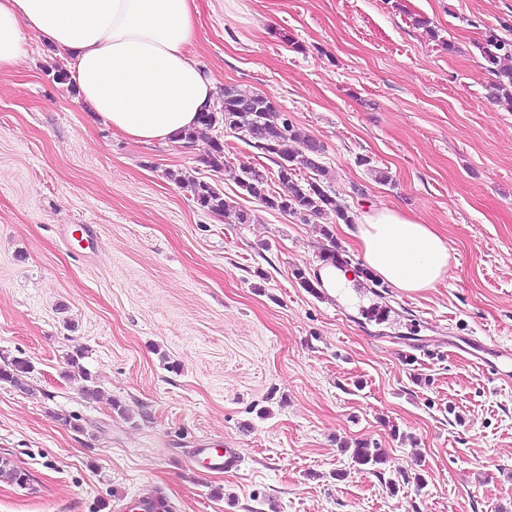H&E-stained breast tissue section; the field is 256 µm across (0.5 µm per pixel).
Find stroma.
Returning <instances> with one entry per match:
<instances>
[{"mask_svg": "<svg viewBox=\"0 0 512 512\" xmlns=\"http://www.w3.org/2000/svg\"><path fill=\"white\" fill-rule=\"evenodd\" d=\"M198 4L200 68L316 138L353 215L432 225L450 272L424 292L378 287L331 225L356 295L337 314L296 276L328 241L238 186L241 165L275 163L221 126L190 146L121 137L31 41L0 76V365L34 367L28 392L0 382V458L31 480L0 481V512H124L155 488L172 512H512V382L448 346L512 345V111L488 99L478 49L489 29L512 39V0ZM171 171L254 221L211 216ZM416 339L430 356H406ZM77 351L101 398L66 378ZM204 441L241 469L197 474ZM359 441L382 471L354 466L343 446Z\"/></svg>", "mask_w": 512, "mask_h": 512, "instance_id": "35a3bbf8", "label": "stroma"}]
</instances>
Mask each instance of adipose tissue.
<instances>
[{"mask_svg":"<svg viewBox=\"0 0 512 512\" xmlns=\"http://www.w3.org/2000/svg\"><path fill=\"white\" fill-rule=\"evenodd\" d=\"M196 14V0H0V74L38 40L89 112L139 143L173 141L218 95L191 55ZM354 237L365 265L402 292L435 288L451 268L445 238L391 208L366 212Z\"/></svg>","mask_w":512,"mask_h":512,"instance_id":"ef3b65f1","label":"adipose tissue"}]
</instances>
